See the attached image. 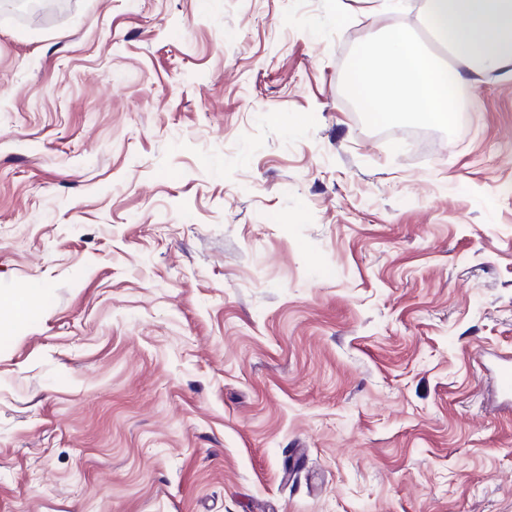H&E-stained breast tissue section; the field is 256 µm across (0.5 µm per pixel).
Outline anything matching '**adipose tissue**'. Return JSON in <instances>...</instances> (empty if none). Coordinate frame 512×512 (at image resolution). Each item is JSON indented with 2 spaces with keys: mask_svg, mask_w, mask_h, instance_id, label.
I'll list each match as a JSON object with an SVG mask.
<instances>
[{
  "mask_svg": "<svg viewBox=\"0 0 512 512\" xmlns=\"http://www.w3.org/2000/svg\"><path fill=\"white\" fill-rule=\"evenodd\" d=\"M397 8L396 0H382L374 9L383 38L365 47L346 83L363 111L447 124L462 91L486 73L512 71V0H427L426 25L451 54L448 63L395 22Z\"/></svg>",
  "mask_w": 512,
  "mask_h": 512,
  "instance_id": "obj_1",
  "label": "adipose tissue"
}]
</instances>
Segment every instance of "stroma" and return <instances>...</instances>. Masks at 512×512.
I'll return each mask as SVG.
<instances>
[{
  "mask_svg": "<svg viewBox=\"0 0 512 512\" xmlns=\"http://www.w3.org/2000/svg\"><path fill=\"white\" fill-rule=\"evenodd\" d=\"M39 2L0 11V512H512V77L392 122L346 93L372 0Z\"/></svg>",
  "mask_w": 512,
  "mask_h": 512,
  "instance_id": "1",
  "label": "stroma"
}]
</instances>
